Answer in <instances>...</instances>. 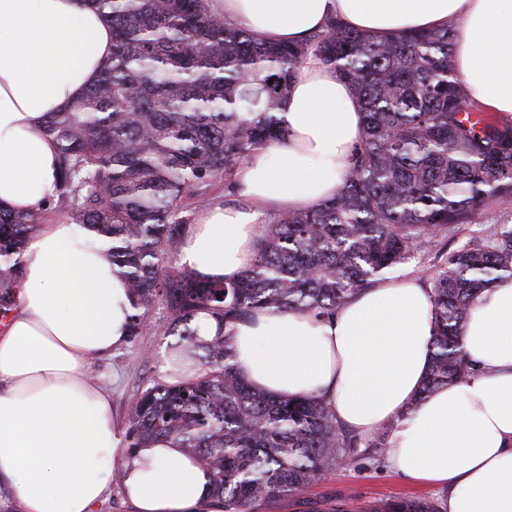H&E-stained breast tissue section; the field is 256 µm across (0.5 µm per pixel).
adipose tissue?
<instances>
[{
  "mask_svg": "<svg viewBox=\"0 0 512 512\" xmlns=\"http://www.w3.org/2000/svg\"><path fill=\"white\" fill-rule=\"evenodd\" d=\"M212 12L270 44H304L329 18L378 39L455 21L452 65L472 99L512 115V0H208ZM112 54V26L89 0H0V204L45 209L57 195L55 143L41 127L93 84ZM282 138L233 173L226 198L191 224L181 267L237 281L256 259L260 222L324 202L342 187L363 135L352 86L314 51L279 113ZM17 307L0 322V484L16 512H95L112 470L130 512H220L212 476L171 440L127 445L126 423L91 368L123 346L134 313L107 245L70 220L41 225L22 255ZM434 296L423 278L378 279L335 316L255 311L201 340L229 336L255 390L324 401L348 430L389 428L387 464L446 490L445 512H512V279L472 307L464 381L419 398L431 363ZM412 414H405L409 402Z\"/></svg>",
  "mask_w": 512,
  "mask_h": 512,
  "instance_id": "adipose-tissue-1",
  "label": "adipose tissue"
}]
</instances>
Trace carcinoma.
I'll list each match as a JSON object with an SVG mask.
<instances>
[{"label": "carcinoma", "instance_id": "carcinoma-1", "mask_svg": "<svg viewBox=\"0 0 512 512\" xmlns=\"http://www.w3.org/2000/svg\"><path fill=\"white\" fill-rule=\"evenodd\" d=\"M112 23L100 77L42 126L58 148L57 205L111 243L128 283L130 336L172 338L168 351L192 378L137 394L128 447L170 439L206 465L223 512H262L299 498L362 450L382 458L390 429L363 438L314 397L254 391L232 364L229 337L198 338L204 313L220 323L258 309L325 318L418 256L435 303L432 360L420 394L465 379L461 337L478 293L512 278V224H491L447 250L489 199L512 204V123L473 102L451 64L454 22L375 40L331 18L306 45L258 41L206 0H91ZM356 91L364 133L331 199L262 222L256 262L233 283L207 282L171 263L196 210L234 170L280 142L277 114L308 50ZM39 213L0 205V319L16 309L22 253ZM158 304L165 321L151 320ZM402 498L364 512H444Z\"/></svg>", "mask_w": 512, "mask_h": 512}]
</instances>
